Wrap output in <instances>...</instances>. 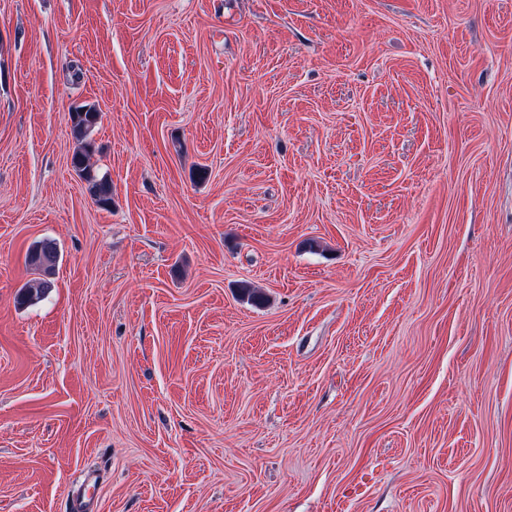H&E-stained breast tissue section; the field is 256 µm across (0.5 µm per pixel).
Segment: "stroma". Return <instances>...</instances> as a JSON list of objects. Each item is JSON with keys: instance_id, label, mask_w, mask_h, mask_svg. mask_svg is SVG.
Instances as JSON below:
<instances>
[{"instance_id": "obj_1", "label": "stroma", "mask_w": 512, "mask_h": 512, "mask_svg": "<svg viewBox=\"0 0 512 512\" xmlns=\"http://www.w3.org/2000/svg\"><path fill=\"white\" fill-rule=\"evenodd\" d=\"M91 474L96 512H512V0H0V512ZM88 108L86 112L79 109ZM70 120L72 132L77 141V146L71 157V165L77 175L88 185L90 194L101 207H109L112 204V185L109 179L98 176L91 159L95 152V145L90 135L100 123L101 113L94 105H83L71 111ZM58 259L56 244L51 240H43L30 247L26 263L41 275L48 277L54 274Z\"/></svg>"}]
</instances>
